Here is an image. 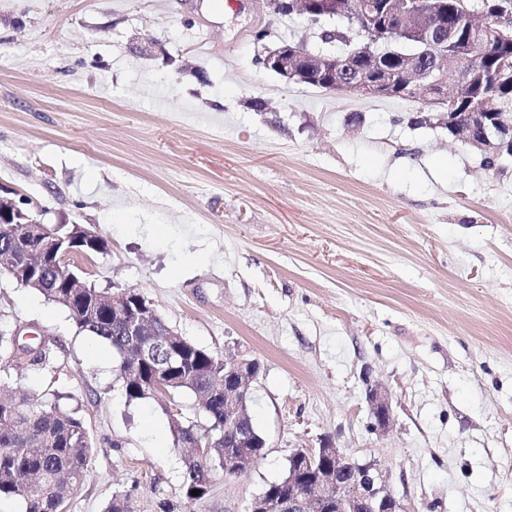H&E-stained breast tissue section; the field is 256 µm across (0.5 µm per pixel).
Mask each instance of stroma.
Here are the masks:
<instances>
[{
	"instance_id": "35a3bbf8",
	"label": "stroma",
	"mask_w": 512,
	"mask_h": 512,
	"mask_svg": "<svg viewBox=\"0 0 512 512\" xmlns=\"http://www.w3.org/2000/svg\"><path fill=\"white\" fill-rule=\"evenodd\" d=\"M260 2L0 0V187L107 239L71 260L100 291H139L187 340L260 361L264 457L186 502L168 413L204 424L194 399L128 401L111 348L5 278L0 328L55 357L0 387L84 421L66 512L118 491L133 512H249L293 449L325 442L376 462L405 512H512V159L416 123L421 103L282 81L260 57L322 49L329 24ZM372 387L390 395L384 433Z\"/></svg>"
}]
</instances>
